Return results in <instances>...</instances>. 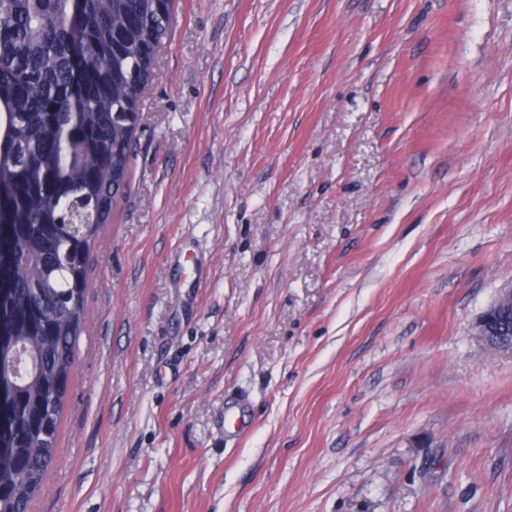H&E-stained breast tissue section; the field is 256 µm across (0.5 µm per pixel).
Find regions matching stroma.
Instances as JSON below:
<instances>
[{"label": "stroma", "mask_w": 512, "mask_h": 512, "mask_svg": "<svg viewBox=\"0 0 512 512\" xmlns=\"http://www.w3.org/2000/svg\"><path fill=\"white\" fill-rule=\"evenodd\" d=\"M154 74L29 512H512V0H174ZM512 312V289H505L500 293L495 305L488 308L478 319L475 325L477 336H489V341L495 342L498 336H490L491 333L499 334V324ZM496 329V330H493Z\"/></svg>", "instance_id": "35a3bbf8"}]
</instances>
